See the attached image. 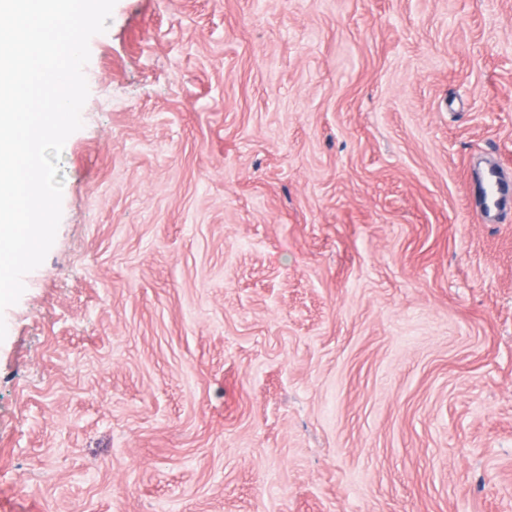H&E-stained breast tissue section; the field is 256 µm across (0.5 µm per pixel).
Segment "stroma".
Here are the masks:
<instances>
[{"label": "stroma", "mask_w": 512, "mask_h": 512, "mask_svg": "<svg viewBox=\"0 0 512 512\" xmlns=\"http://www.w3.org/2000/svg\"><path fill=\"white\" fill-rule=\"evenodd\" d=\"M84 74L0 512H512V0H117ZM485 194L484 199L480 203L481 213H487L495 210L506 208L508 196V188L498 181V177L494 171H489L484 178Z\"/></svg>", "instance_id": "35a3bbf8"}]
</instances>
